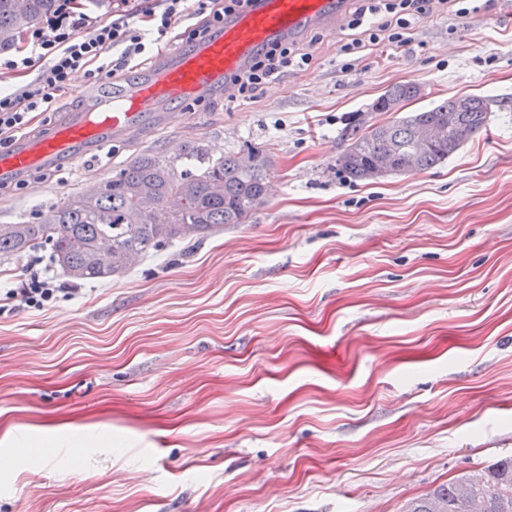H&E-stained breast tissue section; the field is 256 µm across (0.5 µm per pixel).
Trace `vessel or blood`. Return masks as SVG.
Wrapping results in <instances>:
<instances>
[{"label": "vessel or blood", "instance_id": "b4317fda", "mask_svg": "<svg viewBox=\"0 0 512 512\" xmlns=\"http://www.w3.org/2000/svg\"><path fill=\"white\" fill-rule=\"evenodd\" d=\"M347 5V0H253L226 19L219 34L174 51L159 70L136 73L121 83L103 82L88 109L69 113L45 133L0 150V181L52 169L63 159L97 157L112 143L137 139L147 129L165 125L227 84L270 43L312 28L337 30Z\"/></svg>", "mask_w": 512, "mask_h": 512}]
</instances>
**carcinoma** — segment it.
I'll use <instances>...</instances> for the list:
<instances>
[{"label":"carcinoma","mask_w":512,"mask_h":512,"mask_svg":"<svg viewBox=\"0 0 512 512\" xmlns=\"http://www.w3.org/2000/svg\"><path fill=\"white\" fill-rule=\"evenodd\" d=\"M55 0H0V48L41 20ZM419 98L417 86L403 83L378 98L372 111L405 107ZM487 99L461 96L430 109L409 112L381 125L359 124L346 133L347 147L336 170L358 180L387 164L401 174L428 170L461 145L459 131L472 139L486 130ZM246 165L240 153H223L204 166L143 155L95 193L68 196L42 212L37 222L0 224V264L31 248L48 247L71 279L91 282L124 273L136 256L154 253L176 238H201L226 224H245L267 201V160L252 150ZM402 512H512V457L466 473L405 504Z\"/></svg>","instance_id":"carcinoma-1"}]
</instances>
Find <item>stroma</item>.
<instances>
[{
    "label": "stroma",
    "instance_id": "1",
    "mask_svg": "<svg viewBox=\"0 0 512 512\" xmlns=\"http://www.w3.org/2000/svg\"><path fill=\"white\" fill-rule=\"evenodd\" d=\"M310 29L307 69L0 189V224L185 146L262 150L245 224L178 239L37 311L0 308V512H401L512 455V6L423 20L409 49ZM490 99L486 130L420 173L336 170L372 104ZM82 74L30 128L79 110ZM420 96L418 95L417 86L413 83H403L396 85L387 90L382 96L378 98L372 111L375 112H401L403 107L412 101H416ZM399 104L400 107L396 110L388 108V104Z\"/></svg>",
    "mask_w": 512,
    "mask_h": 512
}]
</instances>
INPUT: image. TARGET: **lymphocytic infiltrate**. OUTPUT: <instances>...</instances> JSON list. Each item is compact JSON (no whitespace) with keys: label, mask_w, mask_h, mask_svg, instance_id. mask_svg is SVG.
<instances>
[{"label":"lymphocytic infiltrate","mask_w":512,"mask_h":512,"mask_svg":"<svg viewBox=\"0 0 512 512\" xmlns=\"http://www.w3.org/2000/svg\"><path fill=\"white\" fill-rule=\"evenodd\" d=\"M250 0H155L140 8L132 0H112L108 18L91 15L77 0H57L55 10L26 33L21 47L0 52V71L31 74V81L0 87V147L10 146L30 127L33 115L50 111L58 93L69 88L76 73L99 83L136 69L147 53L149 34L173 36L192 44L199 36L215 32L225 16L240 11ZM488 0H357L346 18L354 38L341 44L344 72L355 69L354 56L364 44L382 42L395 49L409 47L420 21L435 4H451L455 17L480 13ZM312 57L294 45L277 43L259 52L251 65L234 76L226 90L228 101L252 98L291 67L310 65ZM60 290L48 269L28 266L5 299L43 309L55 303Z\"/></svg>","instance_id":"lymphocytic-infiltrate-1"}]
</instances>
